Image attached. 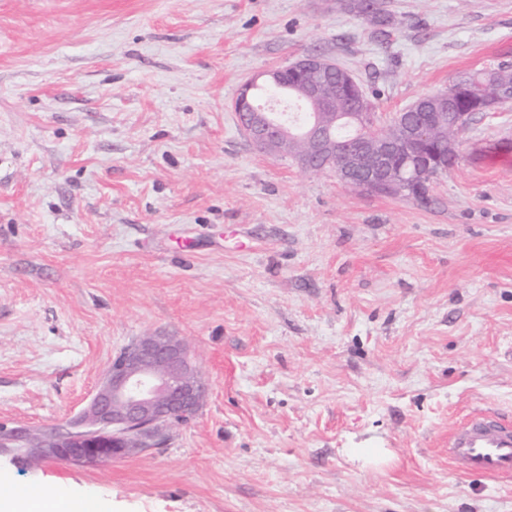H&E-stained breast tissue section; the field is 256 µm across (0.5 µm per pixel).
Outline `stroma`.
Wrapping results in <instances>:
<instances>
[{
    "mask_svg": "<svg viewBox=\"0 0 512 512\" xmlns=\"http://www.w3.org/2000/svg\"><path fill=\"white\" fill-rule=\"evenodd\" d=\"M0 0V423L79 412L182 337L209 384L165 447L0 473L112 512H512L448 432L512 420V104L428 201L257 151L241 84L315 52L383 118L512 65V0ZM355 448H380L364 462ZM367 1H372V10H369ZM345 7L358 16L366 17L375 27L376 33L385 35L394 25L393 16L384 8L382 0H345Z\"/></svg>",
    "mask_w": 512,
    "mask_h": 512,
    "instance_id": "35a3bbf8",
    "label": "stroma"
}]
</instances>
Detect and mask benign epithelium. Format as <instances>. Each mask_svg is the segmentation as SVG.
<instances>
[{
	"instance_id": "obj_1",
	"label": "benign epithelium",
	"mask_w": 512,
	"mask_h": 512,
	"mask_svg": "<svg viewBox=\"0 0 512 512\" xmlns=\"http://www.w3.org/2000/svg\"><path fill=\"white\" fill-rule=\"evenodd\" d=\"M291 69L310 73L316 79L301 90L308 103L321 101L322 87L317 78L331 69L320 55H306L292 63ZM288 68L265 71L244 83L237 98L248 103L244 132L253 146L266 154L281 156L296 141L303 150L292 153L297 165L306 172H318L319 162L335 167L345 183L356 176L355 187L384 194H396L402 180L394 168L397 152L421 147L432 138L437 113L428 112L429 104L459 106L458 91L437 92L421 98L420 112L411 113L403 126L401 139L387 133L402 113L383 126L373 121L372 133L365 135L341 161L336 138L325 126L336 122V113L315 114L313 122L300 134L272 114L248 101L256 84L281 85ZM448 148H454L455 132L465 131L474 120L471 112H453L449 117ZM208 394V385L191 360L186 341L166 332H154L135 339L124 347L110 364L104 378L86 406L75 416L51 429H35L23 424L0 425V452H20L29 457L56 459L80 466H94L113 455L130 456L149 448H161L166 431L174 423L191 419Z\"/></svg>"
}]
</instances>
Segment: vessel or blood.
I'll return each instance as SVG.
<instances>
[{"label": "vessel or blood", "instance_id": "b4317fda", "mask_svg": "<svg viewBox=\"0 0 512 512\" xmlns=\"http://www.w3.org/2000/svg\"><path fill=\"white\" fill-rule=\"evenodd\" d=\"M448 457L466 473L512 476V424L490 414L467 417L448 436Z\"/></svg>", "mask_w": 512, "mask_h": 512}]
</instances>
